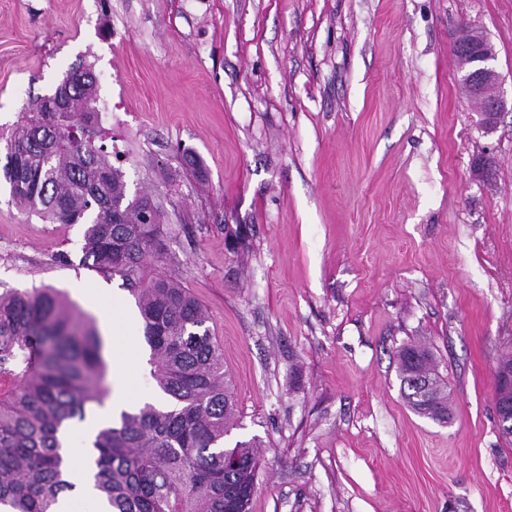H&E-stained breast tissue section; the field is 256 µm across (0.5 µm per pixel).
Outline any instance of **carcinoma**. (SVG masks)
<instances>
[{
    "instance_id": "obj_1",
    "label": "carcinoma",
    "mask_w": 512,
    "mask_h": 512,
    "mask_svg": "<svg viewBox=\"0 0 512 512\" xmlns=\"http://www.w3.org/2000/svg\"><path fill=\"white\" fill-rule=\"evenodd\" d=\"M55 92L68 99L72 116L90 117V71L69 72ZM37 112L0 136L10 194L60 224L85 225L80 263L120 277L134 298L150 375L164 396L95 427L88 453L96 498L110 512H250L257 442L225 445L235 400L223 348L183 282L148 272V260L159 264L165 256L159 205L145 194L128 198L105 148L63 137L46 100ZM114 209L127 223H112ZM104 350L97 321L59 292L0 293V512H55L60 494L72 488L63 448L110 393ZM398 358L410 406L442 421L448 398L430 352L410 345ZM421 377L423 391L412 385Z\"/></svg>"
}]
</instances>
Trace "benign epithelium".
Listing matches in <instances>:
<instances>
[{"mask_svg": "<svg viewBox=\"0 0 512 512\" xmlns=\"http://www.w3.org/2000/svg\"><path fill=\"white\" fill-rule=\"evenodd\" d=\"M465 60L461 84L469 99L482 98L483 125L491 129L501 112L507 108V100L500 92V74L495 66L494 45L481 35L461 46ZM498 428L512 429V366L501 368L496 380Z\"/></svg>", "mask_w": 512, "mask_h": 512, "instance_id": "7a95c632", "label": "benign epithelium"}]
</instances>
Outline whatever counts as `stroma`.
Here are the masks:
<instances>
[{"label":"stroma","instance_id":"obj_1","mask_svg":"<svg viewBox=\"0 0 512 512\" xmlns=\"http://www.w3.org/2000/svg\"><path fill=\"white\" fill-rule=\"evenodd\" d=\"M486 33L512 99V0H0V133L84 65L91 127L164 212L166 258L224 349L256 439L251 512H512L495 371L512 358V112L493 130L454 43ZM198 157L196 178L183 164ZM84 227L0 185V290L50 287L103 320ZM67 261H60V254ZM429 349L439 423L397 351ZM415 357L417 361L412 362ZM398 358L401 388L410 406L432 420L445 422L442 417H448V398L443 394L444 381L431 364L430 352L410 345L399 350ZM421 377L428 381L424 391L413 386L411 382Z\"/></svg>","mask_w":512,"mask_h":512}]
</instances>
